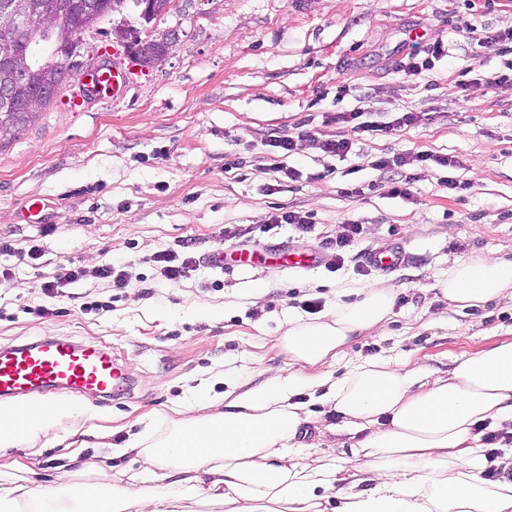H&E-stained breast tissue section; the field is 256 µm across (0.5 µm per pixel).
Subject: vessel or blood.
I'll return each mask as SVG.
<instances>
[{
    "label": "vessel or blood",
    "instance_id": "vessel-or-blood-1",
    "mask_svg": "<svg viewBox=\"0 0 512 512\" xmlns=\"http://www.w3.org/2000/svg\"><path fill=\"white\" fill-rule=\"evenodd\" d=\"M90 84L102 93L123 94L126 79L120 65L89 75ZM372 265L383 271L398 268L405 261L397 248L375 249ZM126 373L109 347L73 345L61 340L41 339L0 348V396L63 392L108 394L125 383Z\"/></svg>",
    "mask_w": 512,
    "mask_h": 512
}]
</instances>
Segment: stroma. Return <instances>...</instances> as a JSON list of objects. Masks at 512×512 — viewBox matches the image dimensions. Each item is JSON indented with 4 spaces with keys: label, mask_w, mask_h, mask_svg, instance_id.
Segmentation results:
<instances>
[{
    "label": "stroma",
    "mask_w": 512,
    "mask_h": 512,
    "mask_svg": "<svg viewBox=\"0 0 512 512\" xmlns=\"http://www.w3.org/2000/svg\"><path fill=\"white\" fill-rule=\"evenodd\" d=\"M128 0L122 12L83 37V56L128 64L122 96L73 97L65 84L38 120L0 149V346L67 337L111 347L129 375L109 400L83 398L76 457L43 440L0 450V460L27 462L41 478L68 479L117 449L115 469H139L123 453L126 426L148 416L154 438L168 431L174 404L200 385L240 394L292 363L274 335L288 317L304 320L316 299L322 309L356 300L363 286L395 291V316L363 332L330 368L387 358L444 377L461 355L512 338V299L482 308L449 309L435 284L448 257L512 259V81L487 86L483 76L505 59L490 37L512 29V0H175L151 22ZM125 24L178 40L151 67L130 63L112 30ZM486 38H470V26ZM443 41L447 56L432 70L406 77L396 63L418 45ZM391 121L421 112L418 124L360 141L346 157L325 153L327 139L351 137L340 112ZM289 135L286 160L296 178L267 168L270 137ZM431 154L432 162L374 170L396 154ZM454 158L451 168L437 166ZM415 175L410 199L387 197L382 182ZM458 182L448 190L445 180ZM278 186L267 194V186ZM359 186L358 197L346 189ZM38 203L40 218L24 217ZM303 210L314 228L264 225L274 209ZM359 223L368 251L400 248L392 272L346 259L339 270L288 268L279 251H316L348 223ZM192 242L201 263L169 281L157 252ZM40 251L38 260L28 256ZM227 256L223 268L207 261ZM252 254L237 265L239 252ZM111 263L127 266L128 287L95 277ZM80 266L86 278L70 296L47 298L40 284ZM101 301L85 310L81 296ZM46 306L51 315H33ZM312 411L300 443L313 458L349 456L365 439L333 406L301 391Z\"/></svg>",
    "instance_id": "1"
}]
</instances>
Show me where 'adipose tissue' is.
<instances>
[{
	"instance_id": "adipose-tissue-1",
	"label": "adipose tissue",
	"mask_w": 512,
	"mask_h": 512,
	"mask_svg": "<svg viewBox=\"0 0 512 512\" xmlns=\"http://www.w3.org/2000/svg\"><path fill=\"white\" fill-rule=\"evenodd\" d=\"M438 287L454 309L512 296V260L449 257ZM394 300L392 286L368 285L354 303L289 319L276 342L297 372L226 402L198 391L175 409L164 438L139 433L126 442L144 456V470L94 464V482L109 490L94 504L71 484L20 483L22 462L1 467L0 512H321L343 481L353 490L337 512H512V482L483 479L480 445L482 424L512 420V340L463 356L445 378L382 359L354 362L337 379L322 374L356 333L390 321ZM305 389L321 390L322 402L367 430L351 456L296 452L309 421L296 400ZM82 412L74 403H1L0 447L39 437L62 444L59 426Z\"/></svg>"
}]
</instances>
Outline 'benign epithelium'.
I'll use <instances>...</instances> for the list:
<instances>
[{"label": "benign epithelium", "mask_w": 512, "mask_h": 512, "mask_svg": "<svg viewBox=\"0 0 512 512\" xmlns=\"http://www.w3.org/2000/svg\"><path fill=\"white\" fill-rule=\"evenodd\" d=\"M108 0H82L81 17L92 23L108 9ZM63 9V0H0V112H37L46 101L54 99L66 82L67 75L55 81L31 84L32 66L27 52L20 48L18 34L54 31ZM116 41L129 47L130 57L142 65L148 60L158 63L162 58H150L148 47L165 44L172 47L175 36L160 39L142 38L126 26L113 29Z\"/></svg>", "instance_id": "benign-epithelium-1"}]
</instances>
